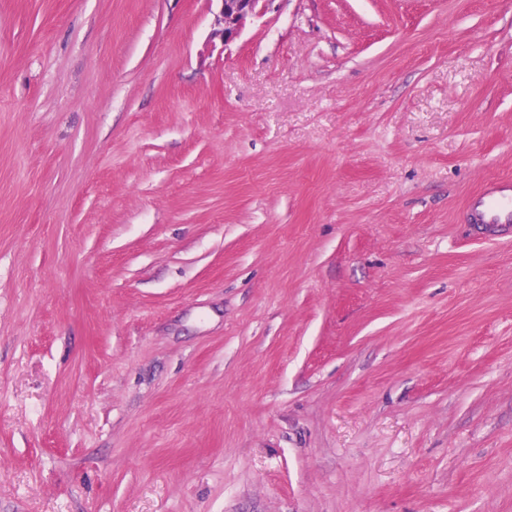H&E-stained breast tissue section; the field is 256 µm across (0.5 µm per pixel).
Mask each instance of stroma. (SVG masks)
Masks as SVG:
<instances>
[{"instance_id":"obj_1","label":"stroma","mask_w":512,"mask_h":512,"mask_svg":"<svg viewBox=\"0 0 512 512\" xmlns=\"http://www.w3.org/2000/svg\"><path fill=\"white\" fill-rule=\"evenodd\" d=\"M0 0V512H512V0ZM220 2L216 15L215 36L220 37L224 45L232 43L241 33L246 23L259 14L274 0H215ZM470 227L479 238H495L512 234V182L487 185L472 203Z\"/></svg>"}]
</instances>
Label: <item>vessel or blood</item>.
<instances>
[{
  "mask_svg": "<svg viewBox=\"0 0 512 512\" xmlns=\"http://www.w3.org/2000/svg\"><path fill=\"white\" fill-rule=\"evenodd\" d=\"M473 234L480 238L503 237L512 234V182L500 181L487 185L472 203L469 213Z\"/></svg>",
  "mask_w": 512,
  "mask_h": 512,
  "instance_id": "b4317fda",
  "label": "vessel or blood"
}]
</instances>
